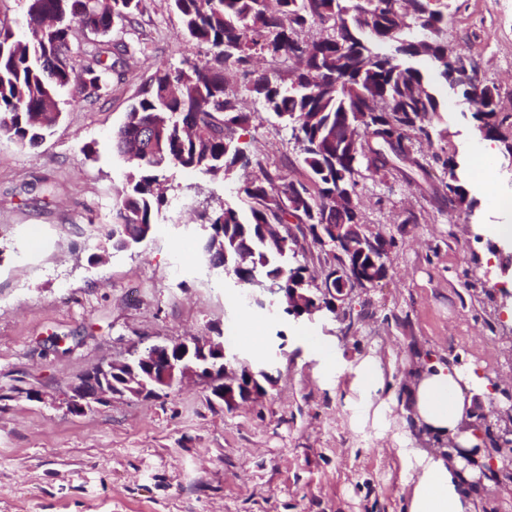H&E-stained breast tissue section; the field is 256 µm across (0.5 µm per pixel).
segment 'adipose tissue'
Instances as JSON below:
<instances>
[{"instance_id": "ef3b65f1", "label": "adipose tissue", "mask_w": 512, "mask_h": 512, "mask_svg": "<svg viewBox=\"0 0 512 512\" xmlns=\"http://www.w3.org/2000/svg\"><path fill=\"white\" fill-rule=\"evenodd\" d=\"M492 381L470 365L425 363L421 376L410 385L405 412L418 427L461 448H473L481 438L464 429L469 418L473 394H493ZM415 488L409 512H473L472 498L463 493L464 484L479 479L489 467L488 457L477 466L465 464L460 456L441 452H413Z\"/></svg>"}]
</instances>
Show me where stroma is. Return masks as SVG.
Listing matches in <instances>:
<instances>
[{"label": "stroma", "mask_w": 512, "mask_h": 512, "mask_svg": "<svg viewBox=\"0 0 512 512\" xmlns=\"http://www.w3.org/2000/svg\"><path fill=\"white\" fill-rule=\"evenodd\" d=\"M448 43L476 61L500 95L512 132V0H448ZM115 32L132 44L94 104L62 100L45 141L22 148L0 134V512H408L413 485L399 451L442 447L414 426L402 400L422 359L473 363L512 389V324L501 289L512 265L487 224H512V175L476 170L470 108L445 83L431 141L416 158L450 155L467 172L474 209L449 205L446 177L416 169L360 177L362 221L395 244L378 285L352 293L348 321L293 319L239 304L241 289L201 252V217L245 208L236 179L175 171L170 205L150 237L112 251V208L131 165L112 148L156 62L209 59L186 38L169 0H145ZM243 146L269 171H307L288 129L253 98ZM96 154L86 157L85 144ZM264 338L254 351L247 321ZM266 367L263 402L227 409L202 383L70 410L73 387L100 364L193 336ZM375 362L379 410L364 407L354 369Z\"/></svg>", "instance_id": "35a3bbf8"}]
</instances>
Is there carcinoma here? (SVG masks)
Instances as JSON below:
<instances>
[{
	"instance_id": "1",
	"label": "carcinoma",
	"mask_w": 512,
	"mask_h": 512,
	"mask_svg": "<svg viewBox=\"0 0 512 512\" xmlns=\"http://www.w3.org/2000/svg\"><path fill=\"white\" fill-rule=\"evenodd\" d=\"M27 33L19 37L0 27V133L18 146H33L59 123L61 97L94 102L105 93L129 46L112 41L118 25L131 23L144 0H23ZM183 34L204 44L211 59L173 67L160 63L139 91L125 121L112 136L116 151L135 161L126 188L112 210V248L123 251L152 231L168 205L160 186L171 169L192 170L213 179L239 177L238 193L249 212L230 205L206 217L203 255H218L213 265H244L253 275L247 288L280 280L315 288L310 267L297 260L301 241L318 244L314 225L330 222L326 206L336 190L356 191L357 176L403 172L414 141L431 140L440 110L435 83L455 84L465 97V82L453 76L452 52L446 61L445 17L435 0H171ZM330 33L308 41L302 34L315 24ZM432 35L430 69L416 58L415 31ZM86 44L85 64L76 76L73 47ZM257 55L284 58L296 67L270 74L251 69ZM234 66L251 76L248 92L291 130L306 181L271 173L239 145L237 134L250 122L239 97L226 89L224 69ZM345 85L336 88V76ZM471 109L479 135L503 145L504 169L512 167V143L498 119L499 92ZM349 123L356 139L336 158V126ZM155 130V144L132 154L141 126ZM448 175V202L474 206L468 199L459 163L434 156ZM278 224L286 245L273 246L262 234Z\"/></svg>"
}]
</instances>
